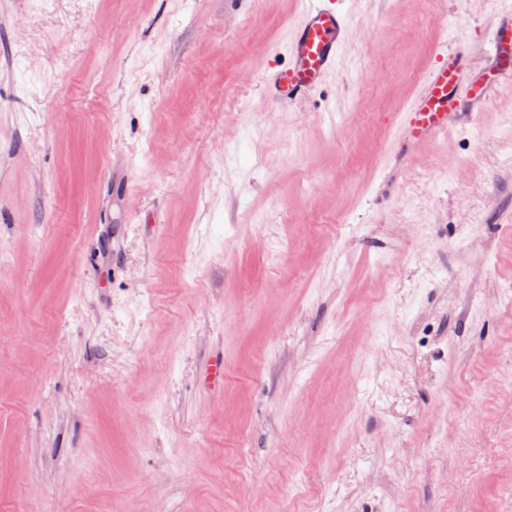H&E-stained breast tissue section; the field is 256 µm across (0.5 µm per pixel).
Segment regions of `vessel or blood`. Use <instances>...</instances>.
<instances>
[{"label":"vessel or blood","instance_id":"obj_1","mask_svg":"<svg viewBox=\"0 0 512 512\" xmlns=\"http://www.w3.org/2000/svg\"><path fill=\"white\" fill-rule=\"evenodd\" d=\"M348 34L347 17L326 0H312L300 23L288 38L287 65L266 79L269 98L286 107L312 93L322 78L336 66L338 53ZM512 53V12L504 14L499 26L485 43L490 61ZM469 56L466 49L446 47L424 77L412 104L401 113L398 135L406 146L435 139L461 120L460 101L472 97L463 85L460 69Z\"/></svg>","mask_w":512,"mask_h":512}]
</instances>
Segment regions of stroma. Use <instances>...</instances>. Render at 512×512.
Instances as JSON below:
<instances>
[{
    "label": "stroma",
    "mask_w": 512,
    "mask_h": 512,
    "mask_svg": "<svg viewBox=\"0 0 512 512\" xmlns=\"http://www.w3.org/2000/svg\"><path fill=\"white\" fill-rule=\"evenodd\" d=\"M307 2L0 0V512H512V0H341L282 110ZM325 2L312 1L288 38V64L265 80L269 98L280 108L312 93L336 66L348 34L345 13ZM512 53V10L505 13L491 37L485 43V55L491 62H497ZM439 61L424 77L416 98L401 113L399 139L408 147L434 140L454 122L461 120L460 100L473 98V90L462 84L460 69L469 61L465 48L445 47Z\"/></svg>",
    "instance_id": "35a3bbf8"
}]
</instances>
